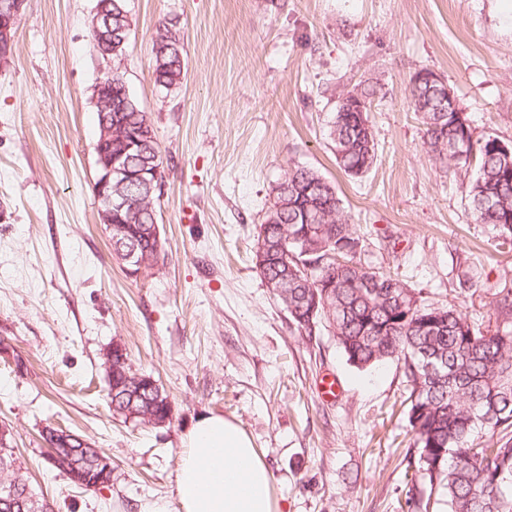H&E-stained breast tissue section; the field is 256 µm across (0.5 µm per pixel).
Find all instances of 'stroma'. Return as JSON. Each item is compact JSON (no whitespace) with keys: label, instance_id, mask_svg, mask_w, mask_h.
Here are the masks:
<instances>
[{"label":"stroma","instance_id":"1","mask_svg":"<svg viewBox=\"0 0 512 512\" xmlns=\"http://www.w3.org/2000/svg\"><path fill=\"white\" fill-rule=\"evenodd\" d=\"M506 0H128L120 65L89 36L96 0H26L0 70V428L30 489L55 512H178L183 439L219 414L250 436L281 512H402L414 455L393 416L397 363L360 370L333 336H301L253 261L272 187L289 168L336 186L363 265L397 274L428 303L491 326L512 288V252L464 201L473 171L429 157L410 108L422 67L445 76L474 137L512 144V12ZM174 19L186 78L166 93L152 37ZM120 69L147 112L165 185L166 256L130 275L93 193L92 89ZM373 85L377 157L360 179L336 163L339 96ZM479 282L461 292L465 277ZM121 344L168 397L171 422L114 413L103 355ZM336 377V399L322 397ZM53 425L103 449L112 484L75 485L47 459Z\"/></svg>","mask_w":512,"mask_h":512}]
</instances>
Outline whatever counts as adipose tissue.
Listing matches in <instances>:
<instances>
[{"label": "adipose tissue", "instance_id": "1", "mask_svg": "<svg viewBox=\"0 0 512 512\" xmlns=\"http://www.w3.org/2000/svg\"><path fill=\"white\" fill-rule=\"evenodd\" d=\"M186 443L178 468L179 512H279L272 474L237 423L203 415Z\"/></svg>", "mask_w": 512, "mask_h": 512}]
</instances>
